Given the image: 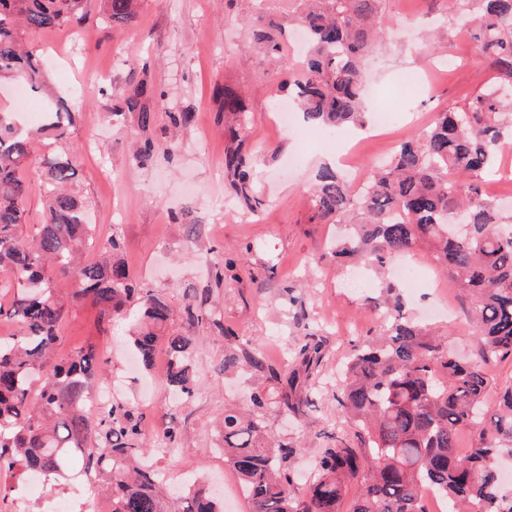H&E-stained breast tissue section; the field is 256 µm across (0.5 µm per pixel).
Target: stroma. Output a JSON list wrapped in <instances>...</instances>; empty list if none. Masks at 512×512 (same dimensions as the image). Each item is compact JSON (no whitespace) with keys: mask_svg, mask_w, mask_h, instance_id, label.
<instances>
[{"mask_svg":"<svg viewBox=\"0 0 512 512\" xmlns=\"http://www.w3.org/2000/svg\"><path fill=\"white\" fill-rule=\"evenodd\" d=\"M289 0H140L131 20H110L103 0H89L81 24L30 32L33 51L59 58L50 67L54 95L72 102L75 124L64 149L77 158L72 191L83 201L95 226L98 249L118 239L129 270L175 311L171 329L191 336L201 381L193 395L172 403L164 382L165 353L152 368L130 367L124 343L133 321L101 318L87 298L77 300L59 330V355L94 346L107 360V376L119 386L118 398L137 402L143 430L155 440L177 428L181 446L174 455L156 454L154 465L178 491L203 483L215 494L239 480L220 450L218 423L225 410L244 411L250 396L265 391L277 398L281 387L267 368L281 375L298 369V350L307 335L321 340L320 359L311 367L313 387L298 411L270 406L269 435L293 447L288 468L297 492L314 476L322 448L320 434L343 427L333 394L354 347L381 333L378 307L392 269L364 275L363 287L331 255L344 234L340 224L309 223L307 188L329 149L322 128L284 129L272 119V106L287 100L282 74L255 43L247 18L270 20ZM444 0H386L385 41L368 61L366 99L371 109L396 117L381 136L357 142V129L335 133L338 150L367 165L388 158L401 141L424 130L438 112L463 105L490 81L467 30L447 25ZM424 74L429 93L400 84L402 74ZM152 94L149 124L125 102L140 84ZM237 90L249 107L240 137L249 154L252 181L264 202L252 215L233 201L224 185V153L231 140L224 126L223 91ZM184 112L175 128L167 115ZM151 143L147 159L136 146ZM44 140L31 144L24 169L31 183L20 230L33 237L43 222L39 166ZM235 258L234 270L216 281L213 250ZM427 250L407 255L403 267L421 268L416 291L399 286L405 311L441 344L472 355L475 340L463 301L449 278L432 268ZM198 304L217 313L219 322L190 326L181 313ZM260 353L266 368L224 370L230 349Z\"/></svg>","mask_w":512,"mask_h":512,"instance_id":"obj_1","label":"stroma"}]
</instances>
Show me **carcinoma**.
Listing matches in <instances>:
<instances>
[{
	"instance_id": "carcinoma-1",
	"label": "carcinoma",
	"mask_w": 512,
	"mask_h": 512,
	"mask_svg": "<svg viewBox=\"0 0 512 512\" xmlns=\"http://www.w3.org/2000/svg\"><path fill=\"white\" fill-rule=\"evenodd\" d=\"M386 0H296L298 8L269 27L256 26L255 39L267 55L281 58L275 32L306 31L308 51L288 73L294 106L304 122L324 129L363 126L365 62L383 40ZM87 0H0V81L26 84L40 92L47 65L27 50V31L73 26L86 15ZM136 0H106L110 19L132 17ZM448 21L472 31L475 53L495 72L494 80L460 107L439 114L422 133L407 138L389 163L372 168L362 192L324 166L310 188L312 224H349L350 237L338 244L339 261L370 268L428 249L449 272L452 285L473 298L469 313L476 354L472 360L443 356L435 337L404 316L398 299L386 302L385 333L356 350L336 394V412L353 435L324 434L316 477L297 496L286 461L293 448L266 432L270 405L262 392L251 396L247 415L224 411V461L243 483L250 512H339L343 488L361 483L349 512H425L426 489L448 500V512H512V498L500 493L498 448L493 438L512 441V388L497 413L484 421L488 379L484 365L512 354V221L500 215L485 193V175L512 138V0H447ZM224 112L243 125L247 106L224 88ZM74 112L51 105L38 130L56 142L69 138ZM32 131L0 110V269L17 288L0 318L20 324L18 336L0 337V470L55 482L71 480L72 461L102 482L112 512H224V504L200 487L166 502L164 482L141 446L142 416L131 402L114 401L101 412L87 406L103 378L102 360L92 347L55 359L58 329L67 299L53 288L45 266L75 278L73 298L91 299L112 319L133 305L140 329L131 336L144 366L159 347L168 358L166 383L183 396L197 383L193 339L169 330L172 311L152 290L130 275L118 259L87 264L93 229L83 202L69 192L75 176L72 154L50 149L40 166L43 223L29 240L18 233L25 221L30 184L23 176ZM224 173L237 200L251 213L264 206L255 192L245 156L238 147L224 153ZM189 325H219L215 314L187 305ZM261 368L247 353L224 357V371ZM298 374L287 380L279 407L296 411ZM471 448L457 451L462 433ZM179 435L168 429L156 453L177 450Z\"/></svg>"
}]
</instances>
